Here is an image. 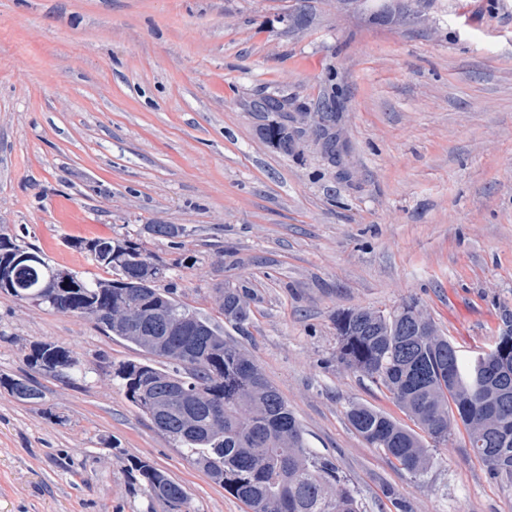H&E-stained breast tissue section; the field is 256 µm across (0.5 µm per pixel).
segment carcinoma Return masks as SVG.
Instances as JSON below:
<instances>
[{
  "label": "carcinoma",
  "instance_id": "1",
  "mask_svg": "<svg viewBox=\"0 0 512 512\" xmlns=\"http://www.w3.org/2000/svg\"><path fill=\"white\" fill-rule=\"evenodd\" d=\"M260 123V137L286 155L295 149L288 127V98L265 95L249 104ZM148 232L184 246V230L175 224H150ZM113 279L62 278L42 252L15 235H0V269L16 276L0 292L58 313L89 319L106 332L171 364L167 369L148 363L125 362L114 376L129 401L153 426L182 448L184 455L224 491L242 501L249 512H362L348 480L336 463L307 446L303 430L278 390L235 341L211 320L198 316L171 289L157 282L164 269L132 239L76 240ZM28 255L17 270L15 259ZM55 282L56 291L37 298L32 293ZM224 322L242 331L251 318V288L217 289ZM132 309L135 328L112 317ZM336 361L382 385L407 413L415 428L362 403H351L346 418L363 440L380 449L397 468L421 477L432 465L431 447L448 443V422L468 434L474 456L496 480H512V431L495 428L477 434L473 424L484 415L512 422V342L499 341L482 356L464 358L437 329L431 318L420 319L412 302L374 317L353 309L336 312ZM200 323L204 332L195 328ZM29 364L68 379L77 368L70 351L54 342L36 344ZM181 385L195 390L196 428L184 430L180 413L165 417L155 398ZM0 387L16 400L42 398L28 376L1 377ZM430 442H425L422 435ZM150 500L171 512H191L185 488L147 461L134 463Z\"/></svg>",
  "mask_w": 512,
  "mask_h": 512
}]
</instances>
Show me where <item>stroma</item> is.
I'll use <instances>...</instances> for the list:
<instances>
[{
  "mask_svg": "<svg viewBox=\"0 0 512 512\" xmlns=\"http://www.w3.org/2000/svg\"><path fill=\"white\" fill-rule=\"evenodd\" d=\"M0 0V234L90 278L76 239L137 238L159 288L221 323L280 392L310 448L365 512H512L464 437L423 477L346 419L402 424L386 389L336 360L337 311L416 300L463 356L512 314V0ZM329 101L341 159L284 155L246 103ZM150 224L188 229L182 248ZM247 281L245 330L216 287ZM65 346L71 380L33 369ZM148 356L93 322L0 293V512H152L135 460L194 512H249L126 397L113 370ZM27 360L32 367L52 373L54 376L63 379H70L72 373L78 367L70 351L66 347L54 342H40L36 344ZM48 366H51L53 370H47L45 367ZM0 387L16 400L25 403H35L42 398V393L36 381L28 376L21 378L1 377Z\"/></svg>",
  "mask_w": 512,
  "mask_h": 512,
  "instance_id": "stroma-1",
  "label": "stroma"
}]
</instances>
